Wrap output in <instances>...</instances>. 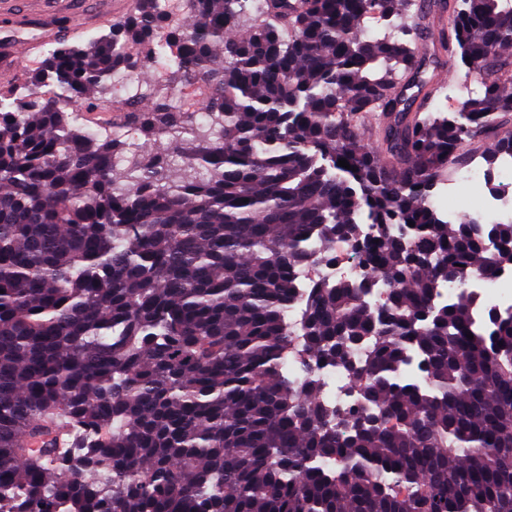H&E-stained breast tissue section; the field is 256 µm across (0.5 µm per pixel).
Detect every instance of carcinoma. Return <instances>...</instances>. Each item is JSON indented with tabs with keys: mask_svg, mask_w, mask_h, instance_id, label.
Returning a JSON list of instances; mask_svg holds the SVG:
<instances>
[{
	"mask_svg": "<svg viewBox=\"0 0 512 512\" xmlns=\"http://www.w3.org/2000/svg\"><path fill=\"white\" fill-rule=\"evenodd\" d=\"M181 2L0 91V512H512V312L464 293L512 267V220L432 205L472 140L512 153V0ZM164 45L168 91L131 113L150 152L75 125ZM447 53L479 91L444 114ZM197 82L208 125L172 104ZM338 238L371 275L315 283L296 332V273ZM290 356L356 399L295 386ZM313 376L322 387L325 397L331 401L350 402L353 394L350 392L347 372L343 367H320L314 370Z\"/></svg>",
	"mask_w": 512,
	"mask_h": 512,
	"instance_id": "cac0c4a2",
	"label": "carcinoma"
}]
</instances>
